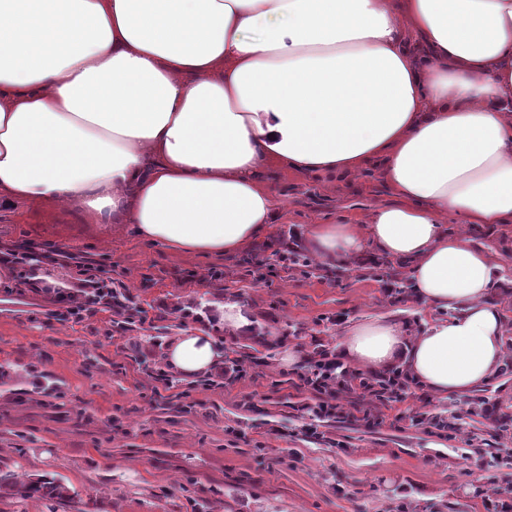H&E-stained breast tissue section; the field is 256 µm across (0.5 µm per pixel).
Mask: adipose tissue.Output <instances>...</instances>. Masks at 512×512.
Segmentation results:
<instances>
[{"instance_id": "obj_1", "label": "adipose tissue", "mask_w": 512, "mask_h": 512, "mask_svg": "<svg viewBox=\"0 0 512 512\" xmlns=\"http://www.w3.org/2000/svg\"><path fill=\"white\" fill-rule=\"evenodd\" d=\"M370 165L396 203L302 241L335 265L408 262L438 317L359 322L337 353L469 393L504 353L501 265L444 224L512 222V0H0L2 208L224 255L278 219L270 170ZM221 357L203 329L166 351L189 376Z\"/></svg>"}]
</instances>
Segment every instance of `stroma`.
<instances>
[{
    "label": "stroma",
    "instance_id": "obj_1",
    "mask_svg": "<svg viewBox=\"0 0 512 512\" xmlns=\"http://www.w3.org/2000/svg\"><path fill=\"white\" fill-rule=\"evenodd\" d=\"M287 218L234 255L172 251L140 239L128 224H86L65 206L22 203L0 210V245L53 247L99 262L123 280L147 312L125 331L99 312L62 325L43 295L23 291L33 272L54 287H74L72 266L23 265L0 288V466L22 479L48 476L78 491L80 503L27 501L25 512H502L498 489L512 475V429L491 428L477 399L512 416V371L498 369L472 393L417 389L381 409L376 426L351 416L304 432L306 391L291 370L314 345L335 348L354 324L389 317L425 328L433 315L417 304L406 269L373 255L346 267L314 258L300 270L280 251L315 224L360 219L391 196L376 168L339 180L270 171ZM452 234L490 246L504 279L490 295L507 317L512 349V223L495 229L449 219ZM223 280L214 281L210 270ZM401 293L388 295L390 284ZM249 309L253 332L231 337L221 306ZM205 309L223 359L248 356L249 376L233 385L156 389L148 369L166 367V347ZM415 412L450 421L412 426Z\"/></svg>",
    "mask_w": 512,
    "mask_h": 512
}]
</instances>
